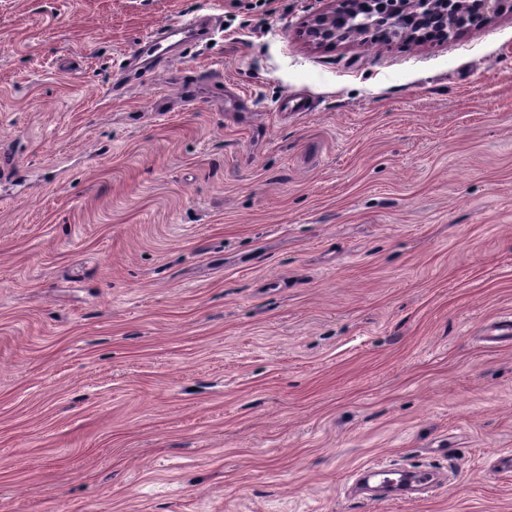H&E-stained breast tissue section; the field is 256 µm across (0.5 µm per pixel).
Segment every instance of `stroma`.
<instances>
[{
    "label": "stroma",
    "instance_id": "obj_1",
    "mask_svg": "<svg viewBox=\"0 0 512 512\" xmlns=\"http://www.w3.org/2000/svg\"><path fill=\"white\" fill-rule=\"evenodd\" d=\"M326 6L0 0V512H512V14L318 48ZM210 34L202 20L197 17L170 24L157 29L144 38L139 45L141 57L167 55L178 47L191 42H202ZM376 480L383 488H393L407 495H422L432 492L440 483L437 476L427 469H406L387 462L363 465L355 470L354 489L360 482Z\"/></svg>",
    "mask_w": 512,
    "mask_h": 512
}]
</instances>
